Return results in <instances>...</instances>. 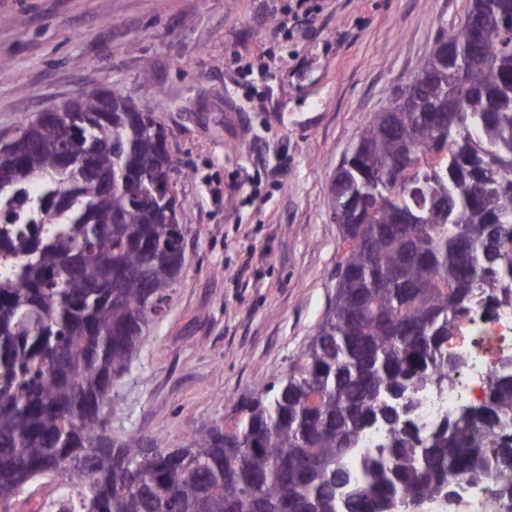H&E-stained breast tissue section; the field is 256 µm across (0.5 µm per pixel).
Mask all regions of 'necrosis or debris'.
I'll return each mask as SVG.
<instances>
[{"mask_svg":"<svg viewBox=\"0 0 512 512\" xmlns=\"http://www.w3.org/2000/svg\"><path fill=\"white\" fill-rule=\"evenodd\" d=\"M451 332L446 348L461 362L452 385L419 393L413 421L423 433L434 430L446 417L486 401L500 359L512 356V305L475 307L452 323Z\"/></svg>","mask_w":512,"mask_h":512,"instance_id":"1","label":"necrosis or debris"}]
</instances>
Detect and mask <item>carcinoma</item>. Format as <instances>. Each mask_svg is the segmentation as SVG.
<instances>
[{"label":"carcinoma","mask_w":512,"mask_h":512,"mask_svg":"<svg viewBox=\"0 0 512 512\" xmlns=\"http://www.w3.org/2000/svg\"><path fill=\"white\" fill-rule=\"evenodd\" d=\"M441 30L418 70L394 89L333 180L374 183L349 200L329 306L288 372L238 401L230 428L202 421L191 439L112 433L115 383L185 264L180 200H152L147 179L172 167L148 130L146 104L103 112L93 92L50 123L24 119L0 156V501L43 477L69 489L59 512H411L449 500L458 481L512 498V374L496 372L486 404L416 436L415 395L452 322L512 302V0L460 81ZM87 153L66 169L62 146ZM386 443L358 449L370 425ZM497 449L494 458L482 453Z\"/></svg>","instance_id":"obj_1"}]
</instances>
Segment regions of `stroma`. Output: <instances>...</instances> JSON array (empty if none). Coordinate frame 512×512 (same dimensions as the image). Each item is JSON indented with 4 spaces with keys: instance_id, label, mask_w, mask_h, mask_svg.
I'll use <instances>...</instances> for the list:
<instances>
[{
    "instance_id": "obj_1",
    "label": "stroma",
    "mask_w": 512,
    "mask_h": 512,
    "mask_svg": "<svg viewBox=\"0 0 512 512\" xmlns=\"http://www.w3.org/2000/svg\"><path fill=\"white\" fill-rule=\"evenodd\" d=\"M467 0H0V134L80 92L149 101L186 264L114 387L112 431L233 424L323 317L332 177ZM286 27L274 31L275 22Z\"/></svg>"
}]
</instances>
